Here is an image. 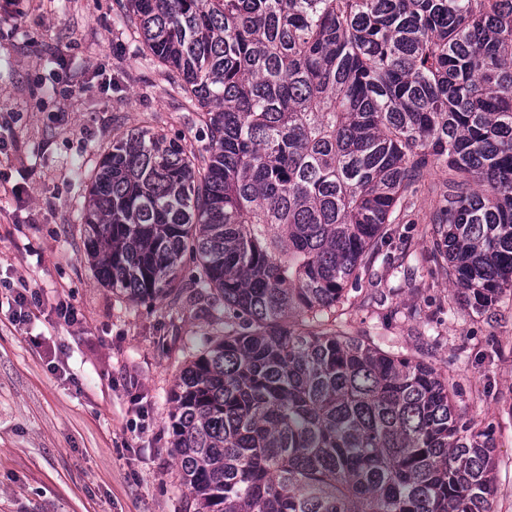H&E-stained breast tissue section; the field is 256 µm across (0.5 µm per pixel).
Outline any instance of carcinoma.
Segmentation results:
<instances>
[{
  "label": "carcinoma",
  "mask_w": 512,
  "mask_h": 512,
  "mask_svg": "<svg viewBox=\"0 0 512 512\" xmlns=\"http://www.w3.org/2000/svg\"><path fill=\"white\" fill-rule=\"evenodd\" d=\"M116 4L207 137L120 132L82 216L112 289L165 296L190 258L224 310L172 392L196 512H491L448 377L329 319L434 165L448 281L512 288V0Z\"/></svg>",
  "instance_id": "1"
}]
</instances>
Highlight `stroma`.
Segmentation results:
<instances>
[{"instance_id": "stroma-1", "label": "stroma", "mask_w": 512, "mask_h": 512, "mask_svg": "<svg viewBox=\"0 0 512 512\" xmlns=\"http://www.w3.org/2000/svg\"><path fill=\"white\" fill-rule=\"evenodd\" d=\"M0 0V277L48 303L15 325L0 309V512H194L178 475L172 391L221 310L186 263L171 295L134 302L90 266L80 215L122 130L151 125L186 143L192 115L116 18L115 0ZM110 75L103 85L102 75ZM448 178L431 168L392 224L388 259L361 271L343 314L355 336L447 369L460 412L495 446L492 512H512V290L467 304L432 254L430 216ZM76 307L64 324L54 306ZM146 412L136 415L132 395Z\"/></svg>"}]
</instances>
